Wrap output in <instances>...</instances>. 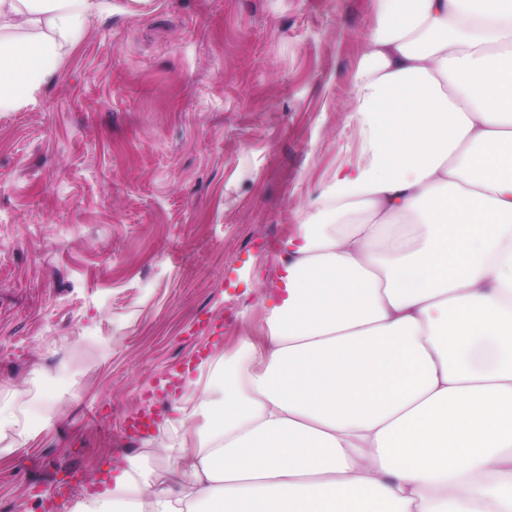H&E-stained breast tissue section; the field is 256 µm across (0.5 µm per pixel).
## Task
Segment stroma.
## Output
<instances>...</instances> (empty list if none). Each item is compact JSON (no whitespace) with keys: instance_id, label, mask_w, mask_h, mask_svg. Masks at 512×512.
I'll return each instance as SVG.
<instances>
[{"instance_id":"stroma-1","label":"stroma","mask_w":512,"mask_h":512,"mask_svg":"<svg viewBox=\"0 0 512 512\" xmlns=\"http://www.w3.org/2000/svg\"><path fill=\"white\" fill-rule=\"evenodd\" d=\"M379 0H112L0 112V512L164 474L200 356L255 332L273 251L358 150ZM151 409L146 435L119 426Z\"/></svg>"}]
</instances>
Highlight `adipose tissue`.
Segmentation results:
<instances>
[{
  "instance_id": "obj_1",
  "label": "adipose tissue",
  "mask_w": 512,
  "mask_h": 512,
  "mask_svg": "<svg viewBox=\"0 0 512 512\" xmlns=\"http://www.w3.org/2000/svg\"><path fill=\"white\" fill-rule=\"evenodd\" d=\"M382 2L262 337L199 362L160 486L82 512H512V0ZM104 6L0 0V112Z\"/></svg>"
}]
</instances>
